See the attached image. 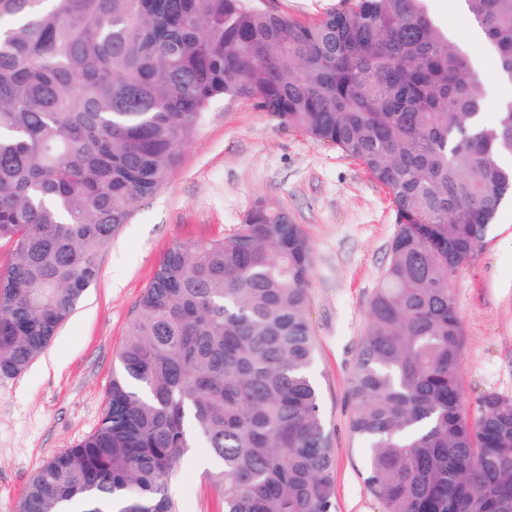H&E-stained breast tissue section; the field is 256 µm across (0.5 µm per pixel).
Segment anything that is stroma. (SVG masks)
Here are the masks:
<instances>
[{
  "mask_svg": "<svg viewBox=\"0 0 512 512\" xmlns=\"http://www.w3.org/2000/svg\"><path fill=\"white\" fill-rule=\"evenodd\" d=\"M300 21L346 9L347 0H261ZM474 62L495 117L512 81L485 47ZM260 200L288 210L311 244L308 317L313 378L335 448L337 512H381L366 488L368 452L350 432L349 378L369 302L397 231L392 197L334 145L279 125L245 100L207 112L180 148L170 179L134 210L98 253L100 276L47 349L21 374L0 377V512H17L26 485L55 454L93 433L106 407L115 355L164 252L177 242L232 235ZM449 289L463 324L459 377L469 412L488 393L512 399V205L500 208L482 250ZM194 449L170 491L181 512H217Z\"/></svg>",
  "mask_w": 512,
  "mask_h": 512,
  "instance_id": "obj_1",
  "label": "stroma"
}]
</instances>
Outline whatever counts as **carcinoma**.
I'll return each mask as SVG.
<instances>
[{
    "instance_id": "carcinoma-1",
    "label": "carcinoma",
    "mask_w": 512,
    "mask_h": 512,
    "mask_svg": "<svg viewBox=\"0 0 512 512\" xmlns=\"http://www.w3.org/2000/svg\"><path fill=\"white\" fill-rule=\"evenodd\" d=\"M351 2L303 23L256 0H0V376L46 350L204 113L248 100L392 195L397 232L349 378L381 512H512V400L466 411L448 288L512 198V103L484 120L479 75L427 0ZM465 7L512 81V0ZM310 259L266 200L228 237L171 246L97 429L40 468L19 512L76 495L180 512L169 485L200 446L222 512H336Z\"/></svg>"
}]
</instances>
